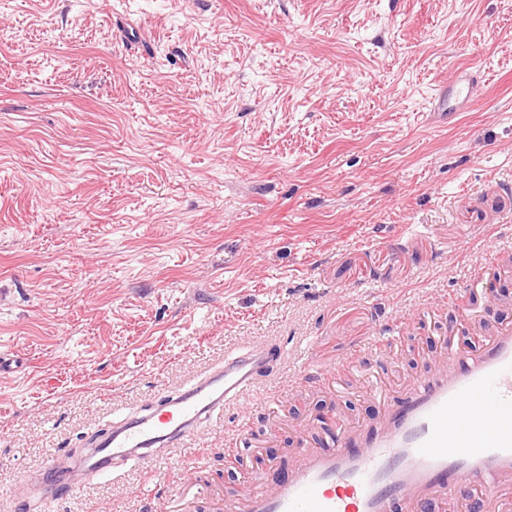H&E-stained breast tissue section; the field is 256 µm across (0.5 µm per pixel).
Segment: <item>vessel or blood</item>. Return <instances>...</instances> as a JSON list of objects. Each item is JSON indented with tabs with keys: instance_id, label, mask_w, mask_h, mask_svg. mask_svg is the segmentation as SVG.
<instances>
[{
	"instance_id": "1",
	"label": "vessel or blood",
	"mask_w": 512,
	"mask_h": 512,
	"mask_svg": "<svg viewBox=\"0 0 512 512\" xmlns=\"http://www.w3.org/2000/svg\"><path fill=\"white\" fill-rule=\"evenodd\" d=\"M476 87L469 69L456 71L438 108L456 115ZM280 356L262 343L246 346L225 355L221 368L169 396L155 412L128 411L92 439L87 454L51 461V468L69 474L51 500L75 492L83 475L178 447L223 417ZM508 477L512 327L476 348L451 353L437 374L417 378L410 392L387 408L383 426L361 434L339 432L302 453L288 474H271L266 489L246 496L238 512H437L460 499L479 512H512V498L500 493Z\"/></svg>"
}]
</instances>
